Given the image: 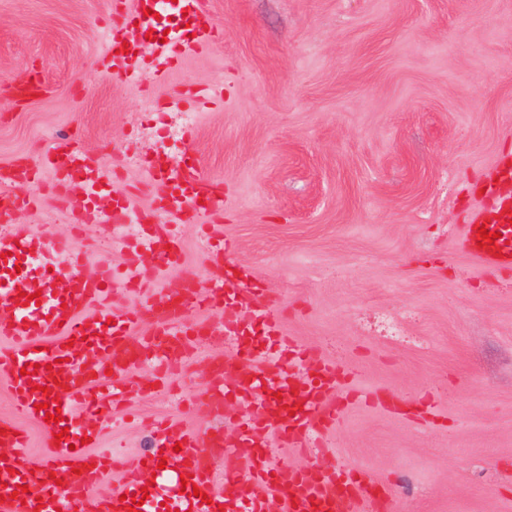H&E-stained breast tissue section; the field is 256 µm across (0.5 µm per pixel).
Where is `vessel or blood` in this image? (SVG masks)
<instances>
[{
  "label": "vessel or blood",
  "instance_id": "1",
  "mask_svg": "<svg viewBox=\"0 0 512 512\" xmlns=\"http://www.w3.org/2000/svg\"><path fill=\"white\" fill-rule=\"evenodd\" d=\"M163 0H112L115 20L107 32L108 49L103 75L126 85H141L143 35L156 25ZM186 27L171 31L166 42L156 43V76L173 70L186 48L213 46L223 31L209 15L208 0H177L175 5ZM86 175L85 191L67 202L68 211H94L100 224H139L143 232L129 257L151 253L161 267L176 271L180 285L169 288L147 282L137 265L123 277L133 291L149 290V304L114 310L111 266L90 262L72 241L32 233L13 223V215L33 206L32 197L17 189L52 176L55 188L71 182L72 170ZM155 178L166 190L158 210L161 224H144L141 215L99 206L97 190L112 180L101 157L83 150L67 135L52 137L34 164L0 166V187L7 189V208L0 212V307L9 310L0 319V382L7 384L15 417L0 419V512H129L135 498H143L140 512H155L161 502L160 487L173 497L171 512H368L373 501L369 480L351 479L346 464L312 462L287 480L276 478L269 456L272 439L311 453L343 416L346 405L335 398V370L312 361L308 352L294 349L282 335L275 308L260 305L253 315L264 323L261 348L230 357L211 353L208 363L213 387L207 397L211 414H219L227 400L238 397L251 408L233 439L223 430L197 435L169 421L161 428L162 442L147 456L148 467L159 481L146 485L139 472L121 469L119 462L100 450L89 449L99 440L102 423L113 409L129 398L125 381L140 359L162 367L182 363L202 327L191 322L192 313L219 308V322L226 335L244 327L225 296L244 292V279L211 281L210 294L195 296L198 275L183 266L179 234L168 225L173 214L192 210L210 216L223 212L224 198L212 190L210 180L197 167L173 171L156 164ZM492 201L489 210L472 216L464 227L461 245L482 266H512V165L499 162L492 180L485 182ZM496 233L494 244L481 246L478 226ZM39 294L36 304H24L22 294ZM290 348L305 372L292 379L282 366L280 351ZM235 369L233 382H225L227 369ZM297 394L302 409L288 413L276 392ZM59 403L62 419L48 421L41 403ZM35 422L47 454L34 469L20 466L28 444L20 419ZM191 476L183 488L182 476ZM27 486L24 499L14 498Z\"/></svg>",
  "mask_w": 512,
  "mask_h": 512
}]
</instances>
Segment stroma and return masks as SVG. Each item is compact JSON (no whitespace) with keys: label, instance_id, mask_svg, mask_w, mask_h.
I'll list each match as a JSON object with an SVG mask.
<instances>
[{"label":"stroma","instance_id":"1","mask_svg":"<svg viewBox=\"0 0 512 512\" xmlns=\"http://www.w3.org/2000/svg\"><path fill=\"white\" fill-rule=\"evenodd\" d=\"M220 44L186 55L141 91L101 76L109 0H0V164L36 160L58 132L112 162L134 211L160 185L127 153L155 122L144 97L178 110L190 91L224 96L196 112L192 138L152 150L191 160L224 190L223 225L283 332L334 365L348 405L328 455L389 492L382 512H512V269L461 246L464 218L489 207L481 185L512 159V0H210ZM40 72L52 91L10 89ZM14 214L29 231L70 234L50 179ZM200 294L224 266L202 248L201 219L179 222ZM77 247L115 266L128 256L88 225ZM400 316L401 341L370 319ZM210 370L193 357L168 389L107 417L100 448L133 466L154 422L234 435L244 409L191 413Z\"/></svg>","mask_w":512,"mask_h":512}]
</instances>
